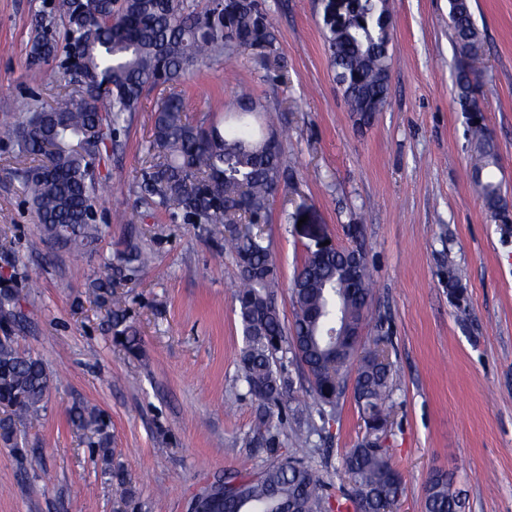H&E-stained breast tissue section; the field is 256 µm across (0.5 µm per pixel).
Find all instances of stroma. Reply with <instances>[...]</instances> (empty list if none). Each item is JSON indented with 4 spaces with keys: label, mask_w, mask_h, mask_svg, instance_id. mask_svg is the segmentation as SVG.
Listing matches in <instances>:
<instances>
[{
    "label": "stroma",
    "mask_w": 512,
    "mask_h": 512,
    "mask_svg": "<svg viewBox=\"0 0 512 512\" xmlns=\"http://www.w3.org/2000/svg\"><path fill=\"white\" fill-rule=\"evenodd\" d=\"M278 53L202 67L184 85L192 121L228 123L237 84L253 87L275 118L290 173L264 228L278 271L284 323L290 285L314 241L310 225L340 246L363 228L373 273L365 340H385L393 373L386 447L405 483L390 512H423L432 474L448 471L462 512H512V233L491 216L471 179L478 161L455 96L457 57L448 0H388L392 68L382 112L358 125L328 66L315 0H264ZM482 37L478 102L499 153L489 176L512 203V0H470ZM43 0H0V121L38 89L28 65ZM158 91L145 95L106 163L101 233L93 251L43 245L16 175L12 142L0 140V278L18 290L19 351L39 357L50 390L39 420L0 441V512H191L194 495L224 474L255 472L269 459L255 433L256 402L239 378L243 347L232 302L238 273L206 224H172L138 202V175L152 134ZM134 214L119 223L115 211ZM153 262L92 291L104 260L130 244ZM456 277L457 289L448 286ZM122 305H114V297ZM123 314L140 339L128 353L113 338ZM292 384L273 421L281 457L293 446L292 409L309 399L302 369L283 360ZM96 409L113 464L136 493L127 508L100 452L72 421ZM314 466L330 498L347 484L341 458L364 430L352 393L313 415Z\"/></svg>",
    "instance_id": "1"
}]
</instances>
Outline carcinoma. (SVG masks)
I'll list each match as a JSON object with an SVG mask.
<instances>
[{
    "instance_id": "obj_1",
    "label": "carcinoma",
    "mask_w": 512,
    "mask_h": 512,
    "mask_svg": "<svg viewBox=\"0 0 512 512\" xmlns=\"http://www.w3.org/2000/svg\"><path fill=\"white\" fill-rule=\"evenodd\" d=\"M355 9L341 14L321 6L323 37L334 80L349 110L362 125L382 111L391 72L390 24L386 0H351ZM63 36L54 30L53 12L40 11L35 30L52 33L51 41L35 39L30 62L40 85L57 87L52 101L31 92L17 101L13 120L0 126V138L14 141L19 153L39 161L53 175L42 176L29 165L17 171L22 193L32 204L44 238L63 237L62 248L88 252L99 228L91 212L99 207L100 166L108 146L137 111L143 94L164 86L158 99L152 140L154 153L140 171L141 203L168 215L173 224H211L224 236L234 256L240 287L233 294L243 336L238 369L262 417L259 436L277 453L270 436L273 409H282L289 381L278 369L291 357L311 382L313 405L293 410L295 420L334 407L355 372L353 398L364 419L365 434L341 459L340 472L350 486L346 500L358 512H386L404 491L382 447L381 421L393 396L391 363L381 339L368 348L354 339L336 345L330 330L343 321L361 329L371 300L370 273L363 252L331 251L318 260L307 257L296 273L291 293L295 317L282 322L277 307V272L263 225L270 222V202L286 185L289 173L278 140L253 122L262 105L242 88L232 111L233 124L221 130L191 122L184 110L183 83L203 66L223 58L253 53L266 62L276 56L275 38L258 0H61ZM451 39L458 60L457 95L465 112L476 106L478 53L481 43L469 0H449ZM480 170L498 165L497 148L481 121L471 122ZM486 208L509 222L500 185L478 181ZM149 257L133 247L118 263L103 262L99 291L112 288L115 273L143 270ZM19 298L0 291V315L20 322ZM115 338L128 351L139 337L114 313ZM50 378L40 358L0 338V408L12 415L35 416L44 408ZM75 418L90 432L88 444L108 457L106 424L88 407ZM309 449L295 448L284 461H274L257 474L230 472L204 487L194 498L197 512H328L325 481L308 462ZM111 483L127 504L135 493L125 473L110 471ZM425 512H461V492L445 471L437 472L423 490Z\"/></svg>"
}]
</instances>
